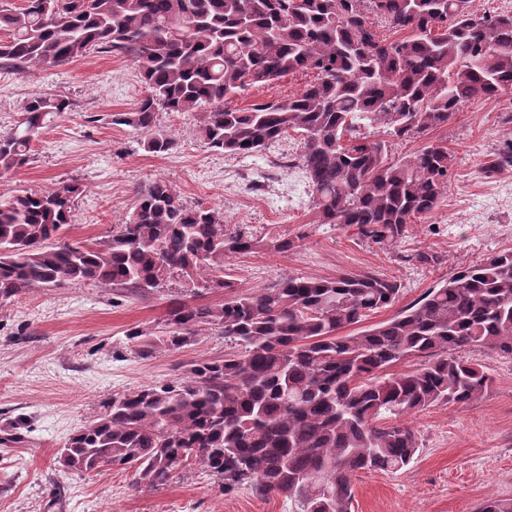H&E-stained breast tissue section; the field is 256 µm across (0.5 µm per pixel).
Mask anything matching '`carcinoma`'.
Here are the masks:
<instances>
[{
	"instance_id": "cac0c4a2",
	"label": "carcinoma",
	"mask_w": 512,
	"mask_h": 512,
	"mask_svg": "<svg viewBox=\"0 0 512 512\" xmlns=\"http://www.w3.org/2000/svg\"><path fill=\"white\" fill-rule=\"evenodd\" d=\"M396 35L380 38L370 17ZM0 71L68 64L91 51L132 58L145 94L112 123L144 135L153 154L173 150L156 112L206 108L197 129L211 149L251 156L289 131L321 224L396 242L441 205L456 157L431 140L391 161L382 136L426 137L460 107L512 92V13L479 15L472 0H0ZM313 70L287 98L231 108L257 87ZM73 109L35 92L0 133V175L31 160L46 116ZM512 166V142L484 162ZM81 193L75 181L0 198V300L31 288L81 286L139 293L175 280L165 319L126 332L140 356L183 348L207 326L235 349L174 382L112 398L73 434L58 462L67 473L132 471L154 488L198 465L224 480L285 496L300 512H351L361 472L397 473L419 445L405 417L466 403L489 377L466 359L474 347L512 356V251L491 255L428 289L387 321L344 330L396 302L401 284L373 272L289 276L243 293L224 259L263 239L186 204L170 183L137 192L128 221L104 239L64 237ZM219 303L192 302L199 291ZM409 358L419 367L392 373Z\"/></svg>"
}]
</instances>
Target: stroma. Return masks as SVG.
Instances as JSON below:
<instances>
[{
  "instance_id": "stroma-1",
  "label": "stroma",
  "mask_w": 512,
  "mask_h": 512,
  "mask_svg": "<svg viewBox=\"0 0 512 512\" xmlns=\"http://www.w3.org/2000/svg\"><path fill=\"white\" fill-rule=\"evenodd\" d=\"M37 91L66 94L76 106L48 116L32 161L0 175V195L78 181L82 193L68 240L110 235L126 223L137 190L163 179L187 204L220 209L225 223L247 225L260 237L298 238V247L285 254L260 247L225 260L224 271L240 290L343 271H373L400 282L398 300L368 316V327L461 268L512 250V166L483 169L512 141V92L468 103L431 132L456 156L446 198L431 218L409 225L402 240L384 244L318 223L296 162L302 147L296 133L253 156H231L199 140L201 112L162 109L157 120L177 146L146 152L139 132L112 122L144 94L126 56L93 52L29 74L1 72L0 132L14 127L22 104ZM420 251L434 255V263L416 262ZM180 293L174 281L143 295L88 284L33 288L0 300V429L19 418L26 423L21 441L0 450V512H296L280 495L249 486L225 491L222 479L197 466L159 488L135 487L132 474L120 469L77 475L58 468V448L113 396L175 381L194 364L223 358L226 344L215 327L177 351L144 358L127 348L126 330L162 321ZM469 356L489 376L488 388L467 403L407 418L420 445L416 461L397 473H359L352 512H478L488 498H512V358L479 348Z\"/></svg>"
}]
</instances>
